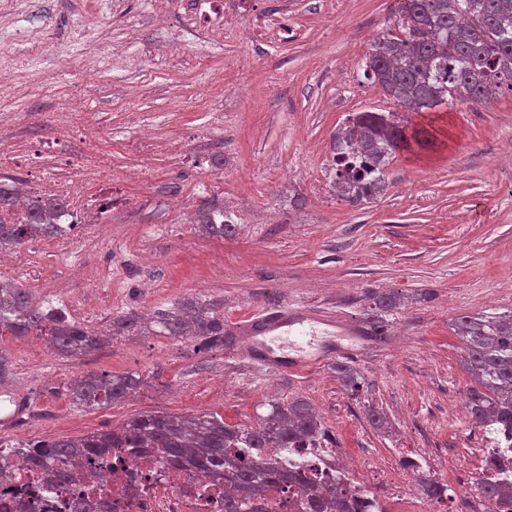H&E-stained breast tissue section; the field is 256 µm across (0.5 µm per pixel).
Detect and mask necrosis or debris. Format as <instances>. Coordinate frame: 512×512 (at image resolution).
Wrapping results in <instances>:
<instances>
[{
    "label": "necrosis or debris",
    "mask_w": 512,
    "mask_h": 512,
    "mask_svg": "<svg viewBox=\"0 0 512 512\" xmlns=\"http://www.w3.org/2000/svg\"><path fill=\"white\" fill-rule=\"evenodd\" d=\"M25 165L28 181L21 187V204L30 206L48 197L65 199L66 209L58 219L62 228L54 247L68 249L74 228L98 223L106 213V199L118 182L111 160L97 154L74 163L56 154L53 147L36 149L19 140L0 141V171ZM482 476L496 482H512V431L497 430L487 439ZM284 469L304 470L318 484L340 487L351 500L353 512H419L421 497L414 491L424 474L421 457L404 458L401 476L384 473L374 480V492H365L353 471L343 468L336 451L322 439L305 447L289 449ZM71 480L56 482L26 466L11 467L0 479V512H20V501L32 502L31 512H72L75 502L93 499L105 502L110 512H214L222 500L223 486L192 475L156 458L116 447L110 459L90 464L80 460L72 466ZM436 512H512V497L495 502L485 499L476 484L460 477Z\"/></svg>",
    "instance_id": "1"
}]
</instances>
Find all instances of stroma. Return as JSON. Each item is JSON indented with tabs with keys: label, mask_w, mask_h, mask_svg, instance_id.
Wrapping results in <instances>:
<instances>
[{
	"label": "stroma",
	"mask_w": 512,
	"mask_h": 512,
	"mask_svg": "<svg viewBox=\"0 0 512 512\" xmlns=\"http://www.w3.org/2000/svg\"><path fill=\"white\" fill-rule=\"evenodd\" d=\"M184 0H7L0 8V69L15 68L0 97V138L53 143L77 158L94 151L117 170L148 165L118 198L141 199L121 224L80 226L70 251L36 238L29 271L0 269L33 304L66 309L100 330L119 313L146 316L184 298L213 301L222 320L270 304L319 303L360 318L370 292L399 293L385 340L337 337L362 377L347 391L330 362L274 374L240 348L203 351L169 336H121L79 359L41 337L0 334L12 365L10 426L0 440L72 438L149 411L203 412L256 423L294 397L319 412L333 445L357 467L420 450L442 484L478 471L483 432L455 409L472 380L452 322L512 309V96L458 103L444 144L394 158L382 195L358 206L337 198L326 163L354 112L393 103L364 74L372 40L392 26L399 0H230L231 40L185 34ZM287 38L270 40L277 23ZM43 33L44 50L13 41ZM229 208L227 237L194 223L202 203ZM136 373L138 392L111 406L74 405L83 373ZM383 413L377 429L368 407Z\"/></svg>",
	"instance_id": "35a3bbf8"
}]
</instances>
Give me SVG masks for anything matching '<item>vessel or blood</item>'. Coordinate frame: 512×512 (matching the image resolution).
I'll use <instances>...</instances> for the list:
<instances>
[{
  "label": "vessel or blood",
  "instance_id": "b4317fda",
  "mask_svg": "<svg viewBox=\"0 0 512 512\" xmlns=\"http://www.w3.org/2000/svg\"><path fill=\"white\" fill-rule=\"evenodd\" d=\"M243 351L265 370L296 372L317 360L334 358L337 336H365L360 321L320 308L277 305L225 325Z\"/></svg>",
  "mask_w": 512,
  "mask_h": 512
}]
</instances>
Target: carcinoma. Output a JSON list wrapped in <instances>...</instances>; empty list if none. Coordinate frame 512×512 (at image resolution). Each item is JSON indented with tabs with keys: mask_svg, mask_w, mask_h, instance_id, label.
I'll return each mask as SVG.
<instances>
[{
	"mask_svg": "<svg viewBox=\"0 0 512 512\" xmlns=\"http://www.w3.org/2000/svg\"><path fill=\"white\" fill-rule=\"evenodd\" d=\"M366 74L397 107L395 112H355L337 133L334 150L351 149L372 158L374 175L362 174L336 183L344 200L358 205L377 197L386 187L389 160L413 147L434 145L435 137L412 124L407 115L435 112L455 101L488 103L505 91L512 94V0H402L396 31L373 39L365 58ZM64 202L47 200L30 209L24 224L0 223V251L15 248L37 235H54L56 215ZM224 210L205 203L197 213L199 228L217 236L235 233L237 225L222 221ZM397 308L390 293L373 296L365 320L373 327L387 321ZM461 339L462 363L474 386L465 393L467 416L475 428L512 425V310L479 312L453 320ZM16 336L37 331L52 349L65 357H80L99 349L114 336L159 333L197 340L209 347L224 343V321L212 304L192 298L174 308L159 309L151 317L134 313L112 318L108 334L69 319L61 307L33 305L26 289L0 287V332ZM336 377L348 388L358 384L348 365L334 366ZM140 386V378L86 373L70 387L74 403L98 407L119 402ZM325 434L318 413L303 399L286 405L269 404L255 425H228L212 413L176 415L145 412L117 428L66 439L25 444L0 443V476L14 464L48 470L68 477L69 464L81 457L99 459L112 445L129 446L135 453L153 452L210 481H229L222 512H242L240 503L270 487L293 484L308 495L312 512H347L350 505L335 487H318L298 471L281 470L265 453L268 448H292ZM487 499L507 496L512 486L480 481Z\"/></svg>",
	"mask_w": 512,
	"mask_h": 512,
	"instance_id": "carcinoma-1",
	"label": "carcinoma"
}]
</instances>
